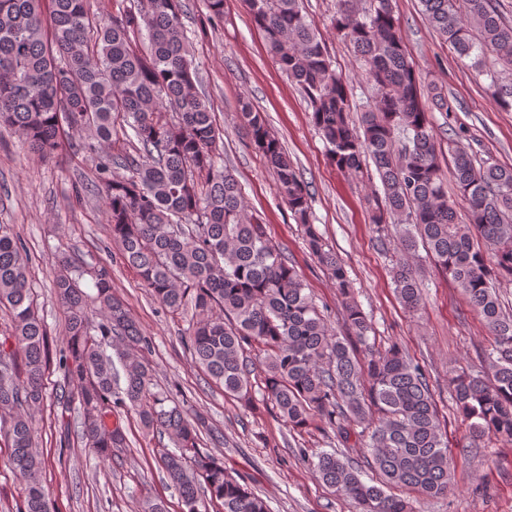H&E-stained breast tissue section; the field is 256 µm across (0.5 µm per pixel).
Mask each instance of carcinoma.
I'll use <instances>...</instances> for the list:
<instances>
[{
    "label": "carcinoma",
    "mask_w": 512,
    "mask_h": 512,
    "mask_svg": "<svg viewBox=\"0 0 512 512\" xmlns=\"http://www.w3.org/2000/svg\"><path fill=\"white\" fill-rule=\"evenodd\" d=\"M0 0V126L30 151L54 153L69 131L88 137L78 152L94 160V186L104 194L112 240L142 285L175 314L191 311L182 337L194 363L224 396L251 407L255 367L263 352L262 400L293 432L317 421L364 440L372 483L338 450L315 454L322 483L349 498L355 512H415L397 491L436 498L453 488V468L425 366L397 344L372 335L336 254L311 224L309 186L296 171L264 113L243 97L240 114L272 169L278 193L304 231L342 299L348 332L332 330L288 260L267 236L217 149L223 132L196 91L180 0ZM270 55L304 91L332 164L350 175L371 163L382 196L376 232L398 226L396 249L426 252L486 326L487 374L466 368L449 377L460 423L484 446L512 443V313L497 288L512 281V167L477 158L448 133V165L467 223L459 222L427 112L451 111L434 84L422 90L406 55L395 0H336V33L352 46L371 84L361 125L347 79L337 73L303 0H245ZM429 24L460 58L490 57L485 75L498 105L512 109V22L499 0H420ZM123 173H117V170ZM91 277L92 291L83 286ZM393 282L403 307L418 312L422 288L414 266L399 262ZM56 300L66 309L62 344L53 348L34 300L29 256L13 225L0 224V307L11 329L0 335V438L23 484L17 512H52L37 450L35 413L48 401L59 441L76 438L110 461L128 448L123 416L168 438L156 461L174 486L182 512H270L263 495L237 480L224 460L201 446L204 418L154 391L141 353L151 339L112 291L101 267L89 271L60 253ZM63 373L50 392L51 365Z\"/></svg>",
    "instance_id": "carcinoma-1"
}]
</instances>
